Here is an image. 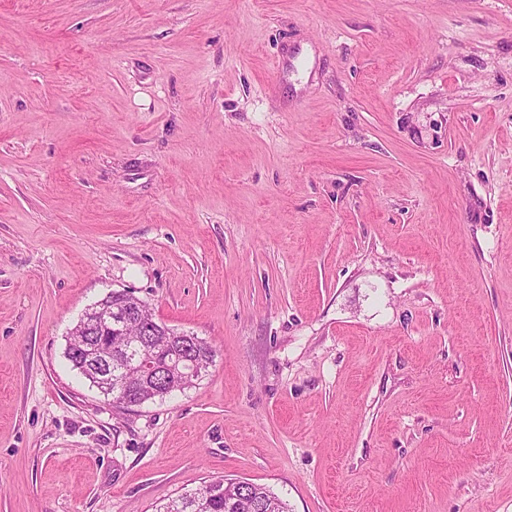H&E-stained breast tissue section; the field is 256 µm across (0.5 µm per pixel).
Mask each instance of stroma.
<instances>
[{"label": "stroma", "mask_w": 512, "mask_h": 512, "mask_svg": "<svg viewBox=\"0 0 512 512\" xmlns=\"http://www.w3.org/2000/svg\"><path fill=\"white\" fill-rule=\"evenodd\" d=\"M129 290L216 343L125 407ZM512 512V0H0V512ZM94 304L99 305V310L112 304L110 310L102 314L97 319H90L89 316L84 317V326L88 332L93 334L94 329L100 324L108 327L112 331V325L115 331L120 332L124 330L126 325L133 319V313L118 314L117 318L112 319V310L120 308L121 310H131L134 308L135 312L140 313L142 319L146 321H153L144 326V336H141L137 327L133 326L128 331V336L115 334L113 331L100 332V336H89L82 328L81 323H76L71 329L68 337L67 346L65 349V357L71 364L72 368L77 370L85 379L95 381L96 374L92 372L94 358H90L87 354L90 343L100 342L107 347H112V353L106 350L102 355L108 356V367L98 374L97 382L102 386L108 387L112 383L111 392L103 394L106 397L112 398V403L124 406L126 399L130 401L128 407L134 404L132 402H147L149 400L163 399L175 390H184L194 386L195 382H188L182 379L170 380L169 385L160 388L164 379H156L155 386L139 382L136 378L128 373L114 372L115 365L113 364L114 358L123 356L127 352H134L146 358H138L130 361L125 372L133 371L139 377L148 381L155 379L158 375H169L177 373L187 380H194L196 378V371L199 372L200 378L208 369L214 364L217 355L216 349L213 348L207 341L192 340L194 346H199L195 353V363L190 359V355L186 351L187 343L180 344V347L174 348L169 344L168 336H183L185 339L197 338L193 334L175 332L165 324H160L157 332V326L154 323L156 320L147 303L131 294V292L123 291L120 295H112V300L106 299L101 302L98 301ZM98 310V311H99ZM157 332V333H156ZM156 333V334H155ZM155 334V335H154ZM146 335V336H145ZM153 335V336H152ZM151 336V337H149ZM199 338V337H198ZM169 344L168 348L159 354H154L155 349H161ZM152 355V356H151ZM196 367V368H195ZM119 377L122 385L118 386L113 382L112 376ZM162 393H166L165 395ZM195 493L198 497H193ZM157 512H288L269 488L248 481L220 478L160 506Z\"/></svg>", "instance_id": "obj_1"}]
</instances>
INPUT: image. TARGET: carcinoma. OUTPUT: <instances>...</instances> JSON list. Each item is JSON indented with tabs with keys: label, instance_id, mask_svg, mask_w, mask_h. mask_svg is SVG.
I'll use <instances>...</instances> for the list:
<instances>
[{
	"label": "carcinoma",
	"instance_id": "carcinoma-1",
	"mask_svg": "<svg viewBox=\"0 0 512 512\" xmlns=\"http://www.w3.org/2000/svg\"><path fill=\"white\" fill-rule=\"evenodd\" d=\"M99 307L105 308L113 305L122 310L133 309L140 313L142 319L153 321L155 317L147 303L128 291L120 295L112 296L103 302H98ZM179 333L164 324L159 325L158 332L149 337L139 333L137 327L129 329L128 335L122 336L113 332H100L98 336H90L77 323L71 329L65 349V357L72 368L77 370L84 378L95 380L93 373L94 360L87 354L90 344L101 342L112 347V357L116 358L128 352H134L144 356L152 355L155 350L169 344V337ZM184 338L192 339L194 335L188 333L179 334ZM217 355L216 349L207 341H201V346L195 353V367L199 374H204L214 364ZM120 377L122 385L112 384L108 396L112 402L122 405L125 401L147 402L156 398L163 399L165 395L175 390H184L194 386V383L182 379H174L168 386H163L164 380L157 379L155 384L139 382L127 373H116ZM159 512H288L287 505L269 488L248 481L220 478L212 480L202 487L194 490V494H182L177 498L163 504Z\"/></svg>",
	"mask_w": 512,
	"mask_h": 512
}]
</instances>
